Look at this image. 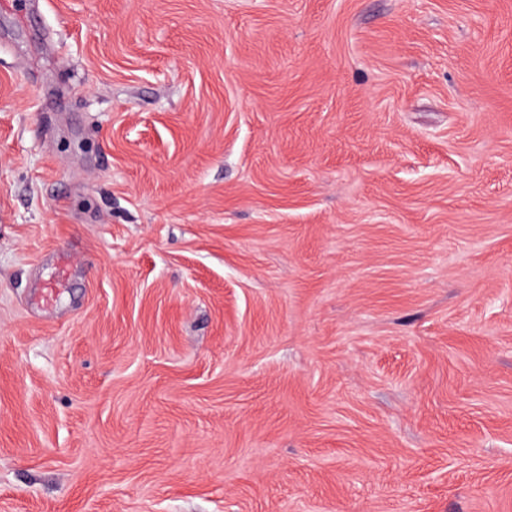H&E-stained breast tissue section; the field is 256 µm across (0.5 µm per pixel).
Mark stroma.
Here are the masks:
<instances>
[{
	"label": "stroma",
	"instance_id": "1",
	"mask_svg": "<svg viewBox=\"0 0 512 512\" xmlns=\"http://www.w3.org/2000/svg\"><path fill=\"white\" fill-rule=\"evenodd\" d=\"M0 512H512V0H0Z\"/></svg>",
	"mask_w": 512,
	"mask_h": 512
}]
</instances>
